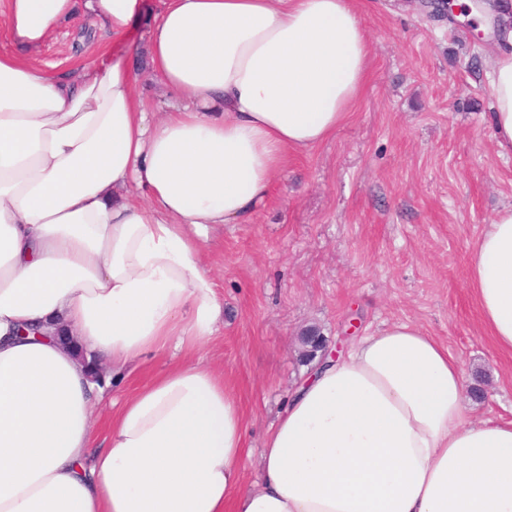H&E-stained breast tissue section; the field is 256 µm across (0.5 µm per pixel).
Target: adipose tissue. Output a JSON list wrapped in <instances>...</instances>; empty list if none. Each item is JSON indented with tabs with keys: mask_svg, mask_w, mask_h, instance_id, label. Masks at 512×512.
<instances>
[{
	"mask_svg": "<svg viewBox=\"0 0 512 512\" xmlns=\"http://www.w3.org/2000/svg\"><path fill=\"white\" fill-rule=\"evenodd\" d=\"M0 1L23 47L80 3L120 47L73 78L0 49V512H512V421L474 418L457 363L414 324L319 364L248 490L239 399L197 356L224 310L203 249L367 86L356 0H164L146 39L160 118L129 61L144 0ZM497 23L492 126L512 153V16ZM467 268L512 352L511 206ZM167 350L178 361L113 401L97 435L90 363L119 376Z\"/></svg>",
	"mask_w": 512,
	"mask_h": 512,
	"instance_id": "adipose-tissue-1",
	"label": "adipose tissue"
}]
</instances>
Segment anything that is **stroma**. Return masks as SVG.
<instances>
[{
  "label": "stroma",
  "mask_w": 512,
  "mask_h": 512,
  "mask_svg": "<svg viewBox=\"0 0 512 512\" xmlns=\"http://www.w3.org/2000/svg\"><path fill=\"white\" fill-rule=\"evenodd\" d=\"M163 7L146 0L133 25L142 98L156 112L164 89L144 49ZM371 48L370 81L348 119L323 143L291 154L251 223L228 224L200 256L224 322L199 355L224 374L248 425L244 488L256 486L261 448L309 366L299 333L318 327L332 346L409 322L447 347L465 387L474 368L491 381L475 416L512 420V353L484 331L467 283L466 255L495 214L512 206V154H500L487 74L494 34L474 18H431L418 0H359ZM112 38L84 7L33 64L73 74L103 64ZM172 354L146 357L108 393L133 391Z\"/></svg>",
  "instance_id": "35a3bbf8"
}]
</instances>
